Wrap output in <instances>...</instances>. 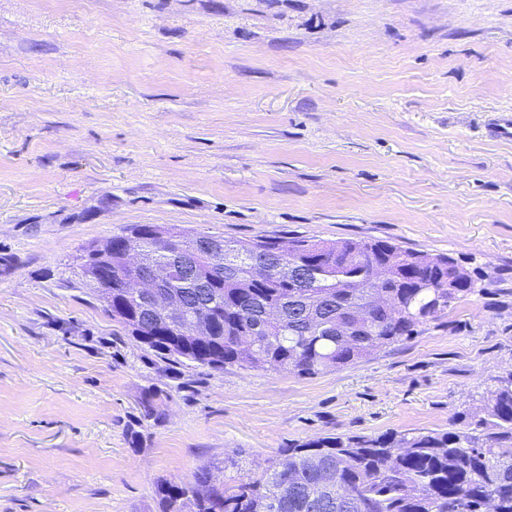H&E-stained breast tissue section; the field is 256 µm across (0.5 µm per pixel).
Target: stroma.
<instances>
[{
    "label": "stroma",
    "instance_id": "stroma-1",
    "mask_svg": "<svg viewBox=\"0 0 512 512\" xmlns=\"http://www.w3.org/2000/svg\"><path fill=\"white\" fill-rule=\"evenodd\" d=\"M512 0H0V512H162L281 448L479 418L512 373ZM384 240L479 287L314 376L161 359L83 287L121 227Z\"/></svg>",
    "mask_w": 512,
    "mask_h": 512
}]
</instances>
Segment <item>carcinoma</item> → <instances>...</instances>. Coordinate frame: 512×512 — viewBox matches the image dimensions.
I'll use <instances>...</instances> for the list:
<instances>
[{
  "label": "carcinoma",
  "instance_id": "cac0c4a2",
  "mask_svg": "<svg viewBox=\"0 0 512 512\" xmlns=\"http://www.w3.org/2000/svg\"><path fill=\"white\" fill-rule=\"evenodd\" d=\"M151 226L133 225L112 235V274L105 283L112 306L102 305L125 334L160 357L222 370L226 366L314 376L403 342L474 292L475 283L453 257L401 249L383 240L313 237L264 240L269 249L290 245L285 259L305 266L296 282L273 271L249 276L253 261L275 267L270 253L245 251L244 241H224L228 265L208 292L177 279L168 291L183 294L184 310L165 318L143 309L129 293L132 274L119 243ZM389 264L373 282V264ZM269 308L279 319L262 317ZM210 329L192 337L193 321ZM331 472L355 501L352 512H512V373L490 392L484 417L465 431L336 435L294 442L268 460L262 473L218 490L209 467L193 481L158 488L163 512H308L312 492L330 496Z\"/></svg>",
  "mask_w": 512,
  "mask_h": 512
}]
</instances>
